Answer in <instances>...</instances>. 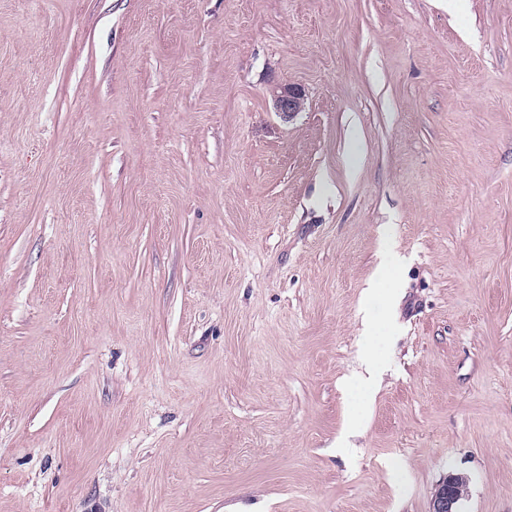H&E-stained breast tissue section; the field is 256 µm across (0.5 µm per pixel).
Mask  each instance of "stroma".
Instances as JSON below:
<instances>
[{"label":"stroma","instance_id":"1","mask_svg":"<svg viewBox=\"0 0 512 512\" xmlns=\"http://www.w3.org/2000/svg\"><path fill=\"white\" fill-rule=\"evenodd\" d=\"M451 473L512 512V0H0V512ZM274 95L276 112L285 120L290 119L304 108V95L302 91L292 85H284L278 88Z\"/></svg>","mask_w":512,"mask_h":512}]
</instances>
